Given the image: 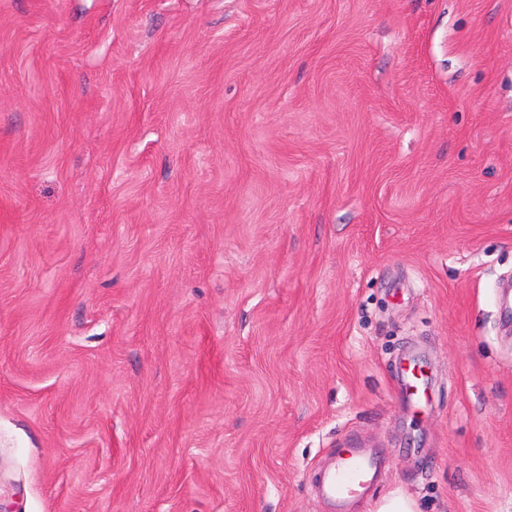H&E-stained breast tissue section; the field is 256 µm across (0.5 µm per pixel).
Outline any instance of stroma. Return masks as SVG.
I'll return each mask as SVG.
<instances>
[{
    "label": "stroma",
    "mask_w": 512,
    "mask_h": 512,
    "mask_svg": "<svg viewBox=\"0 0 512 512\" xmlns=\"http://www.w3.org/2000/svg\"><path fill=\"white\" fill-rule=\"evenodd\" d=\"M510 281L512 0H0V512H512ZM377 469V460L353 448L336 456V464L322 478V493L334 506L341 507L350 498L363 493ZM369 512H419L415 499L401 488L392 490L388 495L374 501Z\"/></svg>",
    "instance_id": "stroma-1"
}]
</instances>
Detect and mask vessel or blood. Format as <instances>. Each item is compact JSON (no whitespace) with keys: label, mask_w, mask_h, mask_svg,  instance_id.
<instances>
[{"label":"vessel or blood","mask_w":512,"mask_h":512,"mask_svg":"<svg viewBox=\"0 0 512 512\" xmlns=\"http://www.w3.org/2000/svg\"><path fill=\"white\" fill-rule=\"evenodd\" d=\"M377 469L375 458L346 448L336 456V464L322 478V493L334 506L363 493Z\"/></svg>","instance_id":"vessel-or-blood-1"}]
</instances>
